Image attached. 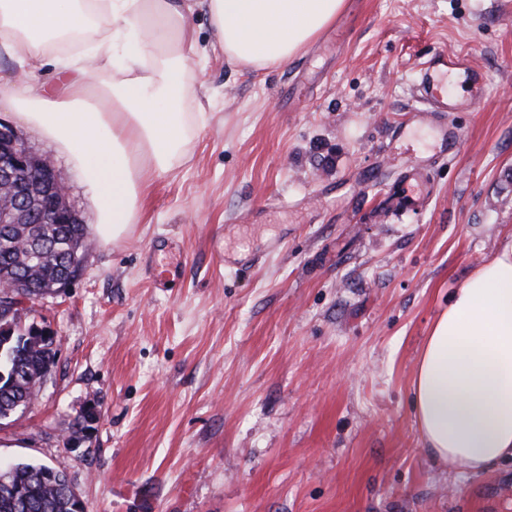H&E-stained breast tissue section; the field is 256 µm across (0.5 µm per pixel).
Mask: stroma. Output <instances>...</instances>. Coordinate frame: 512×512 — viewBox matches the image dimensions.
<instances>
[{"label": "stroma", "mask_w": 512, "mask_h": 512, "mask_svg": "<svg viewBox=\"0 0 512 512\" xmlns=\"http://www.w3.org/2000/svg\"><path fill=\"white\" fill-rule=\"evenodd\" d=\"M339 18L346 41L256 71L190 14L202 120L127 237L88 233L81 274L39 302L56 364L0 424V462L64 472L85 512H481L489 488L512 512V462L436 464L410 393L453 288L512 230V0H345ZM437 51L472 59L459 87L480 95L444 133L414 114ZM23 136L94 222L66 158ZM412 165L429 196L391 209ZM249 250L259 266L225 265Z\"/></svg>", "instance_id": "1"}]
</instances>
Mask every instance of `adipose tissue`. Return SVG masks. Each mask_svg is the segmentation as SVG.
Wrapping results in <instances>:
<instances>
[{"mask_svg":"<svg viewBox=\"0 0 512 512\" xmlns=\"http://www.w3.org/2000/svg\"><path fill=\"white\" fill-rule=\"evenodd\" d=\"M345 0H0V56L26 81L0 107L51 142L96 205L95 232L122 238L150 181L185 154L200 113L188 16L207 11L232 63L288 62L327 29ZM57 79L33 84L48 60ZM411 392L423 450L476 474L512 458V232L453 290L420 351Z\"/></svg>","mask_w":512,"mask_h":512,"instance_id":"adipose-tissue-1","label":"adipose tissue"}]
</instances>
